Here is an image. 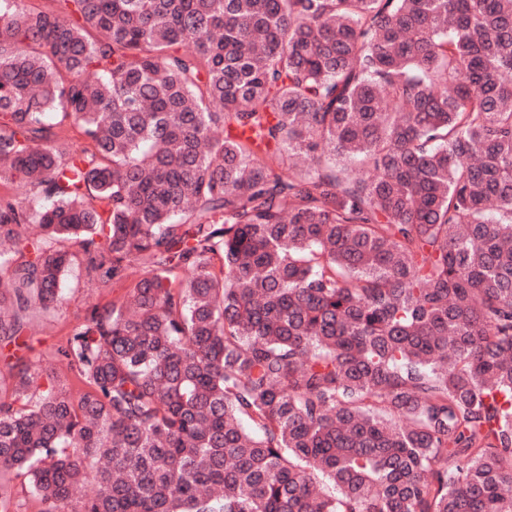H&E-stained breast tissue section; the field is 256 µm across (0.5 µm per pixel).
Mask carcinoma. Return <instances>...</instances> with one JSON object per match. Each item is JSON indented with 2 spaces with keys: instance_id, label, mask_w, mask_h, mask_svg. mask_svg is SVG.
Listing matches in <instances>:
<instances>
[{
  "instance_id": "carcinoma-1",
  "label": "carcinoma",
  "mask_w": 512,
  "mask_h": 512,
  "mask_svg": "<svg viewBox=\"0 0 512 512\" xmlns=\"http://www.w3.org/2000/svg\"><path fill=\"white\" fill-rule=\"evenodd\" d=\"M0 0V512H512V0ZM79 126L89 147L61 136ZM89 279L91 275L85 265L74 266L64 280L63 296L55 310L44 314L37 311L30 313L35 318L36 325L32 335L19 340V346L12 344L3 348L2 344L4 354L40 356L44 373L54 377L74 393L81 391L83 385L66 365L60 362L57 349L66 344L73 328L83 320L89 306L95 303L101 306L109 304L113 295L121 289L112 288L111 281L99 287L94 280ZM28 346L33 349L32 353L29 352ZM12 484L15 489L13 512H39L42 506L31 494L27 481L20 477L14 479Z\"/></svg>"
}]
</instances>
